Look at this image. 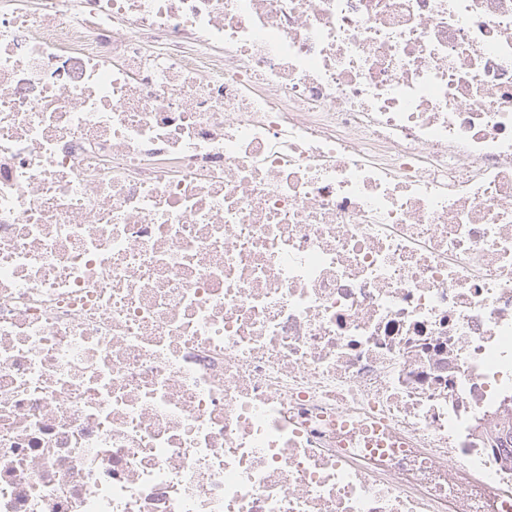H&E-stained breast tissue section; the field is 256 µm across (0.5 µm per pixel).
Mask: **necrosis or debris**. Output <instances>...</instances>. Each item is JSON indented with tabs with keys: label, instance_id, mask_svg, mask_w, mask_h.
I'll use <instances>...</instances> for the list:
<instances>
[{
	"label": "necrosis or debris",
	"instance_id": "1",
	"mask_svg": "<svg viewBox=\"0 0 512 512\" xmlns=\"http://www.w3.org/2000/svg\"><path fill=\"white\" fill-rule=\"evenodd\" d=\"M0 512H512V0H0Z\"/></svg>",
	"mask_w": 512,
	"mask_h": 512
}]
</instances>
